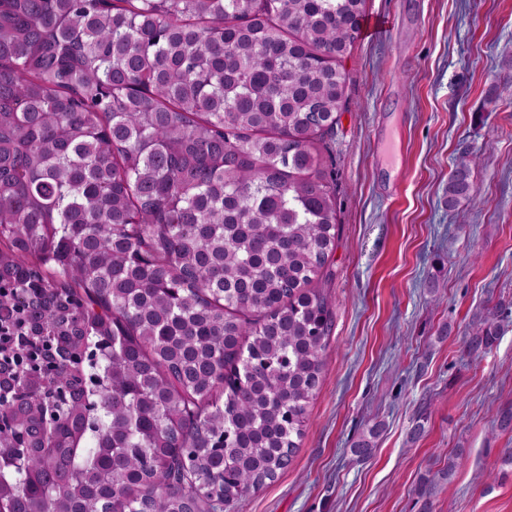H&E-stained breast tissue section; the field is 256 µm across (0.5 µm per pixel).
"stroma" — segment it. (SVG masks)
Masks as SVG:
<instances>
[{
	"instance_id": "35a3bbf8",
	"label": "stroma",
	"mask_w": 512,
	"mask_h": 512,
	"mask_svg": "<svg viewBox=\"0 0 512 512\" xmlns=\"http://www.w3.org/2000/svg\"><path fill=\"white\" fill-rule=\"evenodd\" d=\"M365 15L395 27L342 60L318 394L288 469L224 512H512V431L495 423L512 408V0H366ZM464 153L475 192L451 208ZM490 305L501 335L471 351Z\"/></svg>"
}]
</instances>
